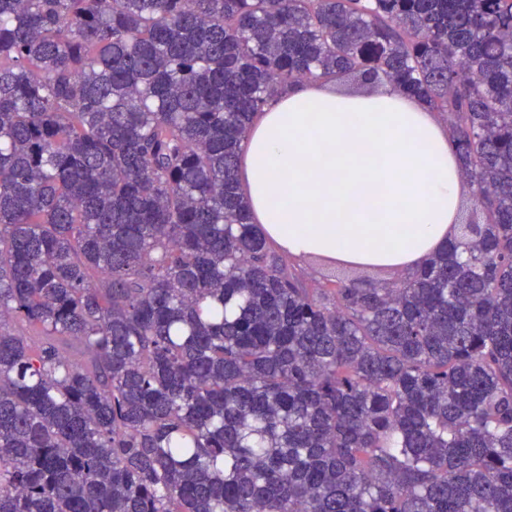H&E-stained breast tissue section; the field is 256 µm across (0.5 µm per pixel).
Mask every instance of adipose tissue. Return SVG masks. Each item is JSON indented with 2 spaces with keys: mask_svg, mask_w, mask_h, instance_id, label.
<instances>
[{
  "mask_svg": "<svg viewBox=\"0 0 512 512\" xmlns=\"http://www.w3.org/2000/svg\"><path fill=\"white\" fill-rule=\"evenodd\" d=\"M240 177L253 223L288 255L400 276L457 237L472 191L445 125L384 78L366 93L283 91L255 120Z\"/></svg>",
  "mask_w": 512,
  "mask_h": 512,
  "instance_id": "ef3b65f1",
  "label": "adipose tissue"
}]
</instances>
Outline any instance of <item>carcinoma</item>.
Segmentation results:
<instances>
[{
  "instance_id": "cac0c4a2",
  "label": "carcinoma",
  "mask_w": 512,
  "mask_h": 512,
  "mask_svg": "<svg viewBox=\"0 0 512 512\" xmlns=\"http://www.w3.org/2000/svg\"><path fill=\"white\" fill-rule=\"evenodd\" d=\"M380 76L478 219L310 288L239 153ZM0 512H512V0H0Z\"/></svg>"
}]
</instances>
